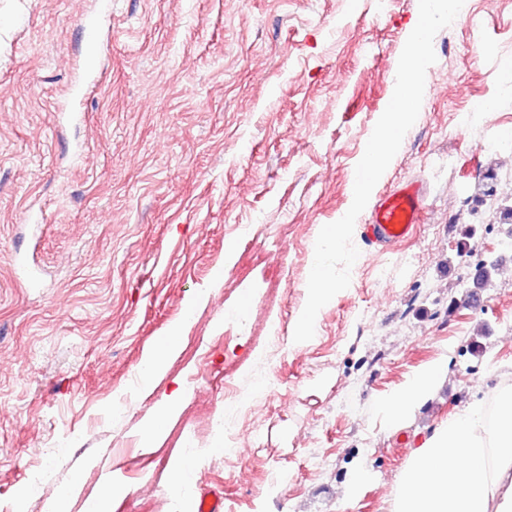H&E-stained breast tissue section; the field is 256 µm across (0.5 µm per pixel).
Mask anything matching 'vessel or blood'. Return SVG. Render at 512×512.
Returning a JSON list of instances; mask_svg holds the SVG:
<instances>
[{
	"mask_svg": "<svg viewBox=\"0 0 512 512\" xmlns=\"http://www.w3.org/2000/svg\"><path fill=\"white\" fill-rule=\"evenodd\" d=\"M425 200L422 184L407 181L380 195L368 218L366 241L373 247H390L412 234Z\"/></svg>",
	"mask_w": 512,
	"mask_h": 512,
	"instance_id": "vessel-or-blood-1",
	"label": "vessel or blood"
}]
</instances>
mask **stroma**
Segmentation results:
<instances>
[{"label": "stroma", "mask_w": 512, "mask_h": 512, "mask_svg": "<svg viewBox=\"0 0 512 512\" xmlns=\"http://www.w3.org/2000/svg\"><path fill=\"white\" fill-rule=\"evenodd\" d=\"M418 15V0H0V512H42L74 480L82 512L116 470L129 491L112 512H192L199 486L224 512H394L413 449L512 381V281L473 308L464 262L512 268V226L487 230L474 204L493 186L512 205L490 148L512 131V0H467L436 34L419 116L373 189L421 183V222L387 250L354 232L349 287L292 344L316 238L352 204ZM178 321L177 353L139 390ZM441 357L446 379L390 427L380 402ZM231 400L253 441L239 455L212 449ZM193 448L208 454L173 491ZM183 394L182 386L177 382V386L170 395L159 400L151 416L143 423L141 434L149 439L155 434L169 416L176 410Z\"/></svg>", "instance_id": "35a3bbf8"}]
</instances>
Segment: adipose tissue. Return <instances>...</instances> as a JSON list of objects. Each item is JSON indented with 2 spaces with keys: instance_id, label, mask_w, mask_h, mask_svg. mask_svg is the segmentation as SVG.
I'll use <instances>...</instances> for the list:
<instances>
[{
  "instance_id": "ef3b65f1",
  "label": "adipose tissue",
  "mask_w": 512,
  "mask_h": 512,
  "mask_svg": "<svg viewBox=\"0 0 512 512\" xmlns=\"http://www.w3.org/2000/svg\"><path fill=\"white\" fill-rule=\"evenodd\" d=\"M447 372V361L436 360L384 399L389 424L412 415ZM395 512H512V389L501 394L495 423L477 403L413 450Z\"/></svg>"
}]
</instances>
